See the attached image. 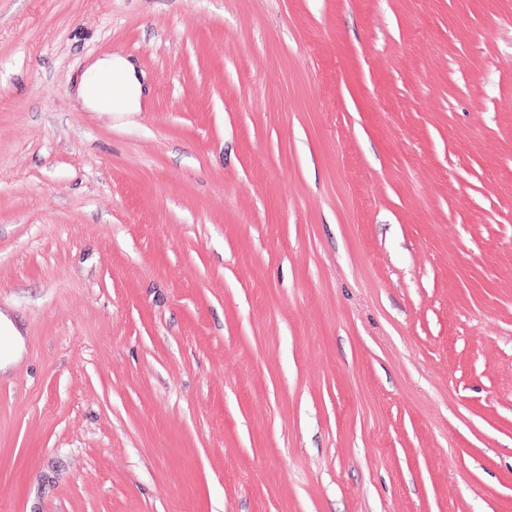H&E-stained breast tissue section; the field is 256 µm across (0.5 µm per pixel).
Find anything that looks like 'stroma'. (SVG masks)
Returning a JSON list of instances; mask_svg holds the SVG:
<instances>
[{"mask_svg": "<svg viewBox=\"0 0 512 512\" xmlns=\"http://www.w3.org/2000/svg\"><path fill=\"white\" fill-rule=\"evenodd\" d=\"M0 314V512H512V0H0ZM105 76L112 77L121 88L120 94L111 97L95 91L93 85ZM79 96L87 108L97 112L133 113L140 106L141 88L133 66L123 57L110 56L89 66L79 87ZM0 374L5 371L8 365L16 361L21 353L22 336L14 324L5 316L0 314ZM1 339L2 357H1Z\"/></svg>", "mask_w": 512, "mask_h": 512, "instance_id": "1", "label": "stroma"}]
</instances>
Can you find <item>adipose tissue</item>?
<instances>
[{"label":"adipose tissue","instance_id":"ef3b65f1","mask_svg":"<svg viewBox=\"0 0 512 512\" xmlns=\"http://www.w3.org/2000/svg\"><path fill=\"white\" fill-rule=\"evenodd\" d=\"M109 76L120 87L121 92L107 96L95 91V82ZM79 95L84 105L97 112H126L138 110L141 88L133 66L123 57L110 56L93 62L86 70Z\"/></svg>","mask_w":512,"mask_h":512}]
</instances>
